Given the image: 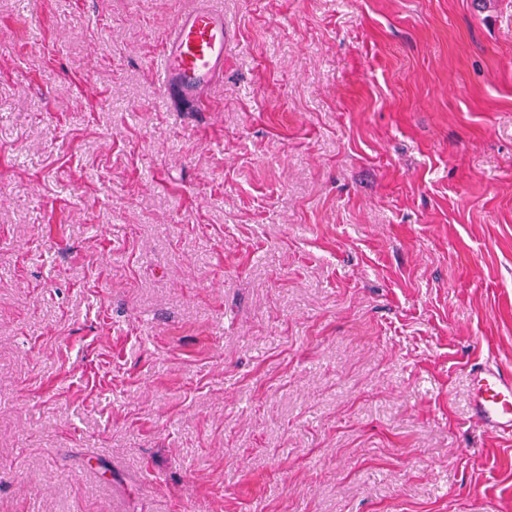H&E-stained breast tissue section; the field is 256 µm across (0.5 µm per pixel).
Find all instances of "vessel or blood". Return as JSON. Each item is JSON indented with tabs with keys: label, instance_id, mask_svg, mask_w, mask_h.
<instances>
[{
	"label": "vessel or blood",
	"instance_id": "1",
	"mask_svg": "<svg viewBox=\"0 0 512 512\" xmlns=\"http://www.w3.org/2000/svg\"><path fill=\"white\" fill-rule=\"evenodd\" d=\"M227 43L223 12L212 0H196L165 39L161 70L168 98L203 111L206 90L224 76ZM470 376L476 423L512 437V371L487 362L472 368Z\"/></svg>",
	"mask_w": 512,
	"mask_h": 512
}]
</instances>
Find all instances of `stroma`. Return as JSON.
Returning a JSON list of instances; mask_svg holds the SVG:
<instances>
[{"instance_id":"1","label":"stroma","mask_w":512,"mask_h":512,"mask_svg":"<svg viewBox=\"0 0 512 512\" xmlns=\"http://www.w3.org/2000/svg\"><path fill=\"white\" fill-rule=\"evenodd\" d=\"M0 0V512H512V0ZM227 43L224 13L212 0H197L165 39L161 70L168 98L206 112L205 91L224 79ZM472 417L484 430L512 437V371L486 362L470 372Z\"/></svg>"}]
</instances>
